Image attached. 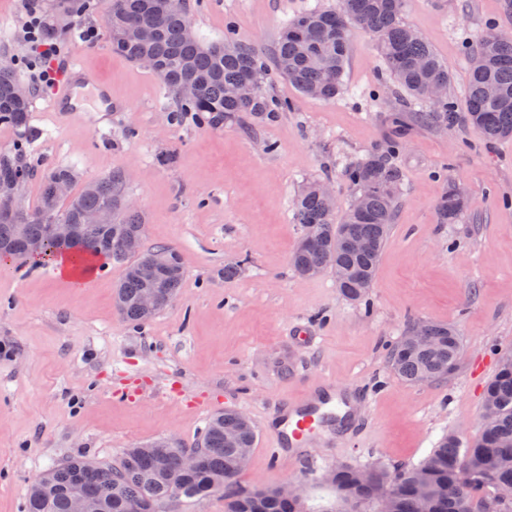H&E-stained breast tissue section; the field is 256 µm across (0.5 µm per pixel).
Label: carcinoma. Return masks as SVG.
Listing matches in <instances>:
<instances>
[{"label": "carcinoma", "mask_w": 512, "mask_h": 512, "mask_svg": "<svg viewBox=\"0 0 512 512\" xmlns=\"http://www.w3.org/2000/svg\"><path fill=\"white\" fill-rule=\"evenodd\" d=\"M164 8L161 0H110L106 23L111 31L112 51L132 62L147 56L157 65L156 75L171 96L177 112H192L212 127L235 119L240 112L258 118L272 117L288 110V102L266 89L267 64L253 46L236 41L229 34L222 42L206 44L189 32L191 21L184 0H172ZM404 0H340L337 9L314 8L286 23L275 50L274 65L301 93L318 99L336 98L343 87L348 59L347 30L356 24L373 33L385 70L412 100L427 103L420 119L448 126L457 121L449 99L433 102L428 89L449 86L448 66L428 42L404 23ZM148 27L155 35L142 41L133 35ZM470 79L466 93L465 119L490 140L512 138V41L490 44L479 37L469 57ZM253 80L257 89L249 98H231L227 88ZM19 84L13 68L0 64V126L28 127L32 99L18 98ZM192 84L193 97L182 88ZM395 149L373 152L348 165L344 175L352 191L364 198L363 208L348 209L337 223L316 192V182L307 183L294 203V220L315 226V239L300 243L291 257L295 271L316 276L330 271L341 294L351 300L363 299L373 287L377 264L394 217V205L403 171L392 163ZM0 173L12 175L24 184L33 174L27 142H20L0 154ZM119 171L86 184L71 200L53 195L59 180L75 182V171L60 167L43 179L36 207H20L12 220L0 219V264L29 263L44 267L59 256L75 254L87 262H111L121 253L126 234L144 235L139 211L120 204L114 184ZM466 207V200L454 188L437 203L441 223L453 224ZM104 208L110 211L107 224H86L84 215ZM56 214L80 227L81 248L69 242L47 238L45 224ZM367 242L358 251L355 239ZM41 242L36 253L28 250ZM143 255L160 260L154 280L139 272V260L126 262L116 290V305L122 318L135 326L148 322L166 307V295L179 291L185 270L178 251L157 246ZM157 289L160 300L148 313L140 296ZM423 342L413 341L408 329L392 346L388 363L393 373L410 383L444 377L457 362L461 338L446 324L425 322L420 326ZM256 430L242 429L239 417L226 409L211 417L200 443L193 452L198 466H183L179 450H167L163 459L128 448L115 464H103L75 457L48 468L30 485L22 512H71L77 495L88 498L97 512H177L183 499L207 498L220 494L226 512H304L300 501L288 502L276 490H246L238 485L236 468L239 452L254 448ZM326 483L336 489V506L326 512H363L373 501H386L389 512H512V499L498 497V488L512 486V354L499 361L489 382L480 421L479 439L463 445L454 434L442 436L435 448L416 464L392 469L381 465L365 468L340 466L331 470Z\"/></svg>", "instance_id": "obj_1"}]
</instances>
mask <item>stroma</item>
I'll return each instance as SVG.
<instances>
[{"label":"stroma","instance_id":"stroma-1","mask_svg":"<svg viewBox=\"0 0 512 512\" xmlns=\"http://www.w3.org/2000/svg\"><path fill=\"white\" fill-rule=\"evenodd\" d=\"M207 42L232 30L273 57L287 21L339 0H185ZM108 0L81 17L68 0H43L61 45V70L79 59L112 89L113 111L84 100L51 109L56 85L32 82L24 61L22 0H0V63L15 64L32 95L26 131L0 126V152L31 133L34 175L21 191L35 207L40 181L56 167L80 182L123 172L145 223L144 248H176L185 267L177 300L132 327L119 316L112 263L73 288L55 267L0 272V512H21L33 479L76 455L116 462L125 449L175 437L194 447L215 413L243 411L258 434L239 483L295 484L309 512L336 495L324 474L339 464L418 463L446 432L475 441L483 390L499 353L512 352V140L490 144L465 121L412 122L398 139L405 172L374 285L346 300L332 273L305 278L290 264L302 235L293 220L300 188L330 179L336 216L353 192L344 168L393 140L398 103L374 37L348 29L344 88L334 100L304 96L270 71L267 89L288 101L275 119L241 113L213 128L170 119L158 77L113 53ZM404 21L448 66V96L463 107L466 53L488 26L512 31V0H405ZM97 30L84 41L81 30ZM467 200L441 223L448 186ZM238 274L225 278L224 267ZM458 329L462 348L448 378L410 384L388 367L392 345L413 322ZM358 391L367 429L321 439L307 467L276 463L263 419L276 403L306 395L321 378Z\"/></svg>","mask_w":512,"mask_h":512}]
</instances>
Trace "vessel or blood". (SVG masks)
I'll list each match as a JSON object with an SVG mask.
<instances>
[{"instance_id": "1", "label": "vessel or blood", "mask_w": 512, "mask_h": 512, "mask_svg": "<svg viewBox=\"0 0 512 512\" xmlns=\"http://www.w3.org/2000/svg\"><path fill=\"white\" fill-rule=\"evenodd\" d=\"M86 69L73 60L63 68V87L51 108L56 112L72 111V90ZM356 415L347 388L324 382L304 398L284 402L274 427L268 429L274 456H287L289 462L306 463L307 450L334 426H346Z\"/></svg>"}]
</instances>
